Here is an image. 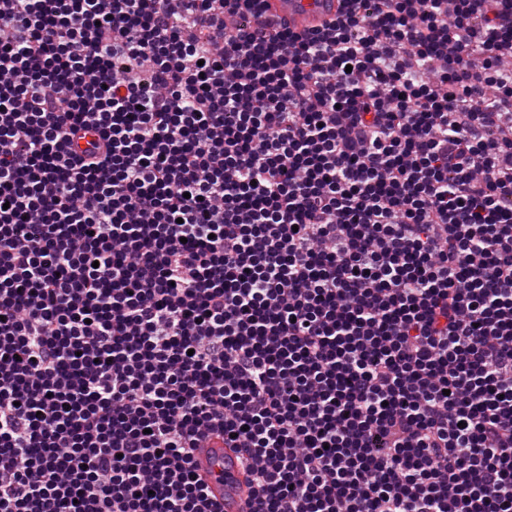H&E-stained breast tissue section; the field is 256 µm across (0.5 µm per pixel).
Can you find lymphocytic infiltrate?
Instances as JSON below:
<instances>
[{
	"label": "lymphocytic infiltrate",
	"instance_id": "1",
	"mask_svg": "<svg viewBox=\"0 0 512 512\" xmlns=\"http://www.w3.org/2000/svg\"><path fill=\"white\" fill-rule=\"evenodd\" d=\"M0 0V512H512V0ZM338 7L337 0H269L267 10L292 30L308 31L334 18ZM198 472L208 482L211 494L224 501L225 512H244V503L250 494L241 476L237 454L224 448L222 440H214L207 448L196 452Z\"/></svg>",
	"mask_w": 512,
	"mask_h": 512
}]
</instances>
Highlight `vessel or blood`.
Listing matches in <instances>:
<instances>
[{
  "instance_id": "1",
  "label": "vessel or blood",
  "mask_w": 512,
  "mask_h": 512,
  "mask_svg": "<svg viewBox=\"0 0 512 512\" xmlns=\"http://www.w3.org/2000/svg\"><path fill=\"white\" fill-rule=\"evenodd\" d=\"M338 0H269L270 14L284 20L295 31L321 27L334 18ZM198 472L208 482L211 494L223 501L224 512H244V503L250 494L241 476L237 454L225 448L222 441L211 442L196 452Z\"/></svg>"
}]
</instances>
